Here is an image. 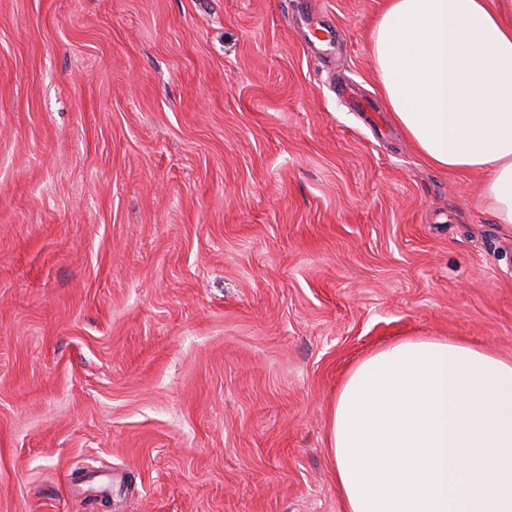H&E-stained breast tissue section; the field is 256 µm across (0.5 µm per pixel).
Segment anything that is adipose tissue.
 <instances>
[{
	"label": "adipose tissue",
	"instance_id": "adipose-tissue-1",
	"mask_svg": "<svg viewBox=\"0 0 512 512\" xmlns=\"http://www.w3.org/2000/svg\"><path fill=\"white\" fill-rule=\"evenodd\" d=\"M370 51L416 150L481 175L495 219L512 224V0H385ZM328 449L344 512H512V361L392 342L348 373Z\"/></svg>",
	"mask_w": 512,
	"mask_h": 512
}]
</instances>
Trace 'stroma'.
Instances as JSON below:
<instances>
[{
    "label": "stroma",
    "instance_id": "obj_1",
    "mask_svg": "<svg viewBox=\"0 0 512 512\" xmlns=\"http://www.w3.org/2000/svg\"><path fill=\"white\" fill-rule=\"evenodd\" d=\"M381 4L0 0V512H343L352 366L512 359V226L386 112Z\"/></svg>",
    "mask_w": 512,
    "mask_h": 512
}]
</instances>
